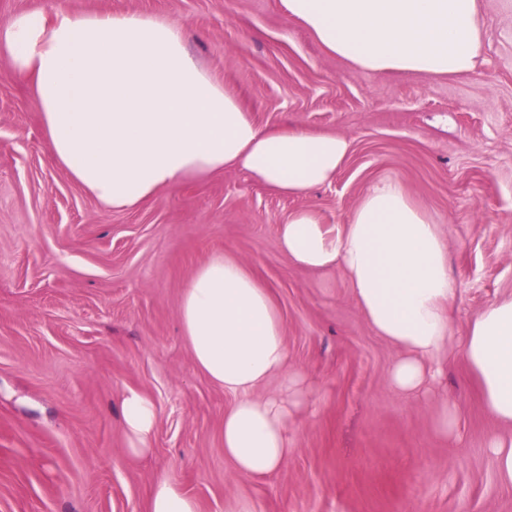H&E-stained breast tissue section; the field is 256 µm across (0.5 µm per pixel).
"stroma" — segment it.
<instances>
[{"label":"stroma","instance_id":"obj_1","mask_svg":"<svg viewBox=\"0 0 512 512\" xmlns=\"http://www.w3.org/2000/svg\"><path fill=\"white\" fill-rule=\"evenodd\" d=\"M74 12L158 15L191 32L198 62L264 129L338 133L351 152L331 184L284 197L227 168L130 211L97 202L49 155L30 86L0 53V512H147L155 483L198 512H512L486 448L508 429L483 409L458 353L446 384L459 438L436 406L394 392L397 351L367 325L334 270L299 267L278 225L297 210L343 224L394 179L440 224L458 291L456 331L512 296V0H479L483 53L455 76L366 74L328 55L281 0H65ZM227 253L280 308L290 368L313 411L274 475L238 477L224 455L233 393L196 366L184 288ZM151 397V450L126 453L120 401Z\"/></svg>","mask_w":512,"mask_h":512}]
</instances>
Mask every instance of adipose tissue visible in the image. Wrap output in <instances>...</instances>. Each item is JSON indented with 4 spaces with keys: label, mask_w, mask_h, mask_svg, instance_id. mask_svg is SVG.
I'll return each mask as SVG.
<instances>
[{
    "label": "adipose tissue",
    "mask_w": 512,
    "mask_h": 512,
    "mask_svg": "<svg viewBox=\"0 0 512 512\" xmlns=\"http://www.w3.org/2000/svg\"><path fill=\"white\" fill-rule=\"evenodd\" d=\"M331 56L364 73L449 76L471 71L483 49L478 0H281ZM0 49L30 84L55 160L102 205L130 210L189 178L233 167L287 196L331 183L351 142L297 126L259 127L239 99L193 57L185 29L138 12L83 14L63 0L0 21ZM283 253L310 269H336L370 328L395 347L389 382L437 402L435 426L455 434L458 409L442 379L460 347L485 411L512 427V297L479 311L456 336L457 283L447 239L403 185H375L347 223L311 210L278 225ZM180 317L196 366L235 394L224 412V454L239 477L274 474L295 447V417L310 390L288 369L284 325L269 288L228 254L198 268ZM281 377L278 393L261 396ZM131 455L148 452L154 401L121 399Z\"/></svg>",
    "instance_id": "obj_1"
}]
</instances>
